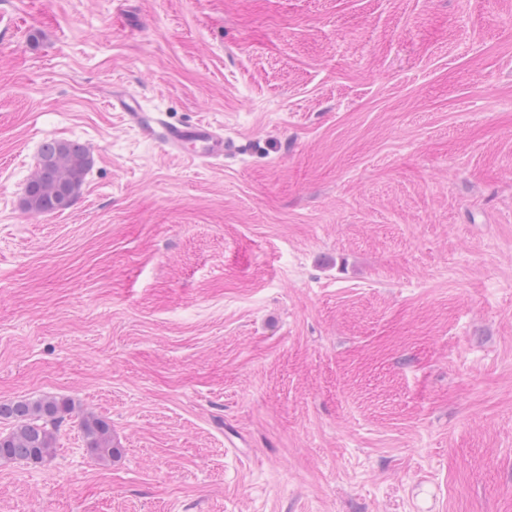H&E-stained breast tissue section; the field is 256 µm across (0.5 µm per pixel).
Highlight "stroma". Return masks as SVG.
<instances>
[{
	"mask_svg": "<svg viewBox=\"0 0 512 512\" xmlns=\"http://www.w3.org/2000/svg\"><path fill=\"white\" fill-rule=\"evenodd\" d=\"M224 128L167 153L111 106ZM73 206L22 205L41 145ZM0 512H512V0H0ZM91 165L90 150L77 142L55 140L41 149L24 189V204L31 213L63 212L76 200ZM69 203L65 206V198ZM68 417L78 422L86 448L97 461L108 463L118 455L106 419L80 413L67 400L46 395L0 402V423L10 425L8 431L0 432V461L40 464L57 448L60 427Z\"/></svg>",
	"mask_w": 512,
	"mask_h": 512,
	"instance_id": "obj_1",
	"label": "stroma"
}]
</instances>
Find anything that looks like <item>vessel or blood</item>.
Returning <instances> with one entry per match:
<instances>
[{
  "mask_svg": "<svg viewBox=\"0 0 512 512\" xmlns=\"http://www.w3.org/2000/svg\"><path fill=\"white\" fill-rule=\"evenodd\" d=\"M112 107L123 113L129 125L158 139L169 153L194 162L224 155V130L220 126L204 120L180 125L168 123L159 113L144 111L137 97L127 92L113 95Z\"/></svg>",
  "mask_w": 512,
  "mask_h": 512,
  "instance_id": "b4317fda",
  "label": "vessel or blood"
}]
</instances>
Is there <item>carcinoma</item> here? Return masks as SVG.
I'll list each match as a JSON object with an SVG mask.
<instances>
[{"mask_svg":"<svg viewBox=\"0 0 512 512\" xmlns=\"http://www.w3.org/2000/svg\"><path fill=\"white\" fill-rule=\"evenodd\" d=\"M91 165L90 150L77 142L55 140L41 149L38 162L24 189V204L31 213L63 212L76 200ZM78 422L86 448L99 462L108 463L119 449L113 443L112 426L101 416L80 413L70 402L42 396L0 402V461L39 464L57 448L65 420Z\"/></svg>","mask_w":512,"mask_h":512,"instance_id":"cac0c4a2","label":"carcinoma"}]
</instances>
